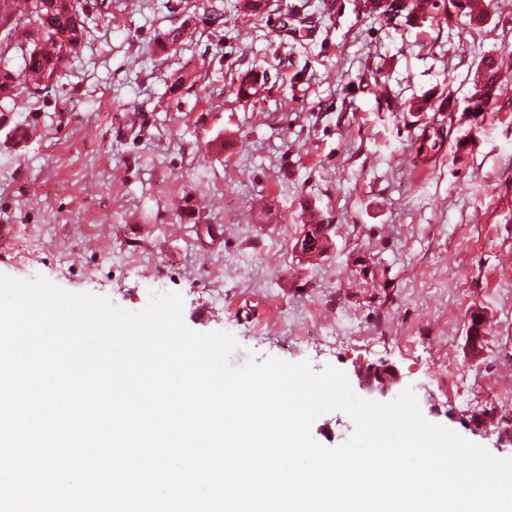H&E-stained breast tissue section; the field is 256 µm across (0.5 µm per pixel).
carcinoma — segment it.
Here are the masks:
<instances>
[{"label": "carcinoma", "mask_w": 512, "mask_h": 512, "mask_svg": "<svg viewBox=\"0 0 512 512\" xmlns=\"http://www.w3.org/2000/svg\"><path fill=\"white\" fill-rule=\"evenodd\" d=\"M124 5V0H29L28 13L20 17L14 11V0H0V57L18 53L24 62L21 78L6 70L0 75V98L8 100L20 87L29 90V95L38 96L41 91L53 86L59 71L67 65L69 57L76 54L88 29V21L96 17L106 19L112 10ZM378 14L390 18L403 17L410 21L421 16L448 19V15L467 17L481 21L484 14L472 12V0H385ZM223 13L221 6L209 0L203 8L201 22L209 26H220ZM24 25L29 39L23 47L11 38L13 29ZM181 27L176 26L157 41V50H171L182 38ZM493 92L490 82H480L469 98L468 110L481 112L491 103ZM308 223L316 226L311 237L302 241L303 251L321 253L326 249L330 225L317 214L309 215Z\"/></svg>", "instance_id": "carcinoma-1"}]
</instances>
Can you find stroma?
Masks as SVG:
<instances>
[{
	"mask_svg": "<svg viewBox=\"0 0 512 512\" xmlns=\"http://www.w3.org/2000/svg\"><path fill=\"white\" fill-rule=\"evenodd\" d=\"M125 2L122 23H90L52 88L0 101V274L131 312L148 289L179 293L189 328L235 337V366L330 365L354 387L356 367L392 365L427 421L512 457V393L469 385L512 378V0H488L479 24L390 20L365 0H271L257 17L223 0L220 29L192 21L163 57L174 14ZM488 55L501 88L473 118ZM245 77L257 89L237 95ZM17 124L36 131L21 149ZM311 208L329 248L301 259Z\"/></svg>",
	"mask_w": 512,
	"mask_h": 512,
	"instance_id": "stroma-1",
	"label": "stroma"
}]
</instances>
